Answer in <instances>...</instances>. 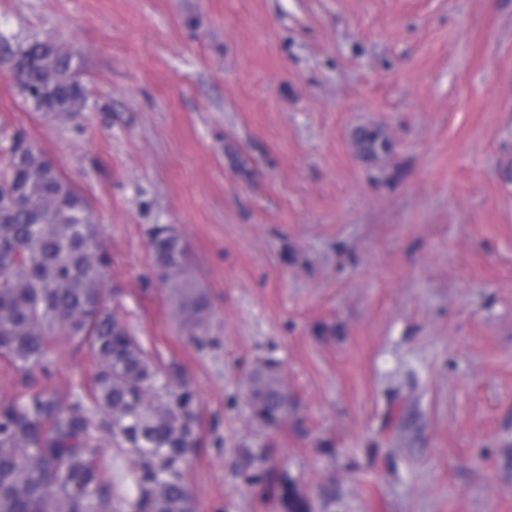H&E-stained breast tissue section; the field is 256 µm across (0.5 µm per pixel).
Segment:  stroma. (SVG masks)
Instances as JSON below:
<instances>
[{"mask_svg": "<svg viewBox=\"0 0 512 512\" xmlns=\"http://www.w3.org/2000/svg\"><path fill=\"white\" fill-rule=\"evenodd\" d=\"M0 33L79 54L87 106L54 118L0 52V167L23 135L88 199L105 307L195 392L196 512H277L261 453L314 512H512V0H0ZM50 358L88 394V344ZM270 365L275 428L248 406ZM151 249L158 279L170 288L175 309L190 330L200 328L207 315L204 292L188 276V254L182 238L165 226H157L151 234ZM253 417L267 427L279 426L288 415V393L271 372L257 371L249 380Z\"/></svg>", "mask_w": 512, "mask_h": 512, "instance_id": "obj_1", "label": "stroma"}]
</instances>
